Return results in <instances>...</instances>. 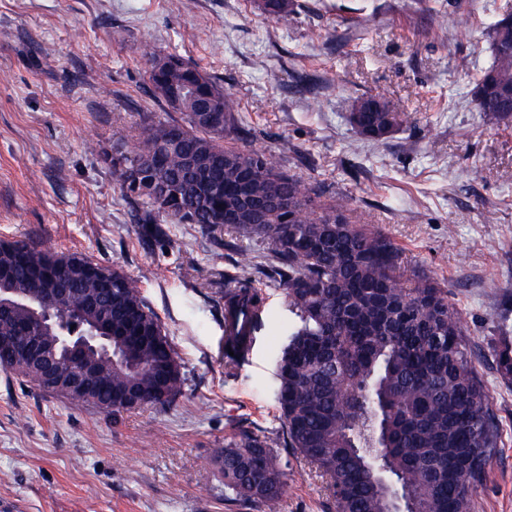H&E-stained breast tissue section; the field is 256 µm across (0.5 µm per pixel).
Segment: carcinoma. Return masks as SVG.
Returning a JSON list of instances; mask_svg holds the SVG:
<instances>
[{"mask_svg":"<svg viewBox=\"0 0 512 512\" xmlns=\"http://www.w3.org/2000/svg\"><path fill=\"white\" fill-rule=\"evenodd\" d=\"M263 13L288 23L289 0H264ZM493 64L472 89L478 111L512 118V39L492 28ZM175 68L150 69L153 92L165 102L184 97L180 117L143 121L137 139L101 151L113 180L139 206L135 220L158 214L195 224L209 234L230 227L266 241L262 266L245 256L242 276L224 285V320L258 318L263 298L254 283L273 279L297 318L277 364L282 435L244 432L214 450L212 463L224 501L254 503L278 512L287 483L276 449L294 448L329 477L337 512H383L372 479L381 468L411 488L423 512H470L471 494L499 445V421L478 377L461 315L448 290L430 275L401 281L393 243L365 224H353L348 202L322 201L323 192L282 170L270 154L224 145L244 130L238 106L193 64L174 55ZM200 104L223 125L204 122ZM358 133L374 142L403 124L386 101L350 115ZM291 207L275 206L272 196ZM67 288L52 309L56 328L41 331L24 307L0 308V337L24 343L31 336H69L98 320L112 330L119 356L107 362L89 349L61 354L59 369L90 373L92 399L83 401L114 416L132 408L121 396L165 408L182 394L184 376L174 346L137 280L77 253L58 254L24 240L0 242V290L31 303L43 289ZM250 326L227 337L232 362L253 343ZM497 363L512 374V337L502 330ZM45 388L28 365H3ZM377 444L380 450L362 449ZM437 460L440 476L426 463Z\"/></svg>","mask_w":512,"mask_h":512,"instance_id":"cac0c4a2","label":"carcinoma"}]
</instances>
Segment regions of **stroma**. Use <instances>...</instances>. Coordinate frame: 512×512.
<instances>
[{
    "mask_svg": "<svg viewBox=\"0 0 512 512\" xmlns=\"http://www.w3.org/2000/svg\"><path fill=\"white\" fill-rule=\"evenodd\" d=\"M287 23L259 0H0V240L30 238L138 280L181 360L178 401L112 416L0 368V500L18 512H259L226 503L213 449L242 431H282L276 366L296 318L282 288L248 357H224L214 302L240 252L157 217L152 238L102 162L133 142L154 96L145 45L197 66L237 103L242 148L349 202L430 273L461 313L502 429L470 512H512V375L495 356L512 323V122L478 112L470 90L493 60L490 26L512 0H293ZM451 11L447 28L438 20ZM379 95L407 121L384 144L361 138L352 103ZM280 512H335L326 477L292 449Z\"/></svg>",
    "mask_w": 512,
    "mask_h": 512,
    "instance_id": "35a3bbf8",
    "label": "stroma"
}]
</instances>
